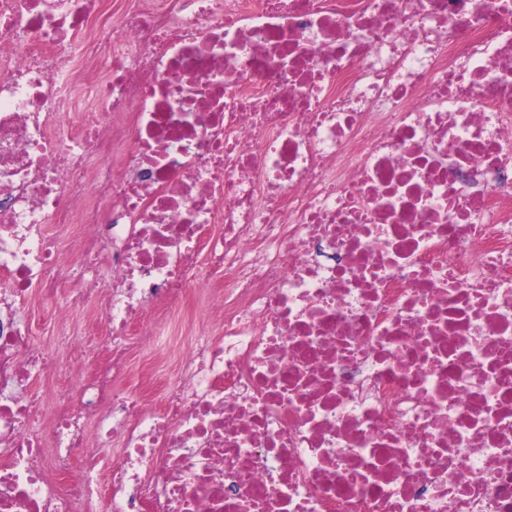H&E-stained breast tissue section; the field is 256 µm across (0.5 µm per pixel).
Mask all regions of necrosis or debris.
Here are the masks:
<instances>
[{
    "mask_svg": "<svg viewBox=\"0 0 512 512\" xmlns=\"http://www.w3.org/2000/svg\"><path fill=\"white\" fill-rule=\"evenodd\" d=\"M0 512H512V0H0ZM32 322L34 336L41 342H48L52 336V325L43 314V310L36 298H31L26 306ZM181 345L182 338L179 336L174 337L166 348L157 354L153 364L155 369L160 371V373H164L167 377L173 376L175 362L179 355Z\"/></svg>",
    "mask_w": 512,
    "mask_h": 512,
    "instance_id": "obj_1",
    "label": "necrosis or debris"
}]
</instances>
